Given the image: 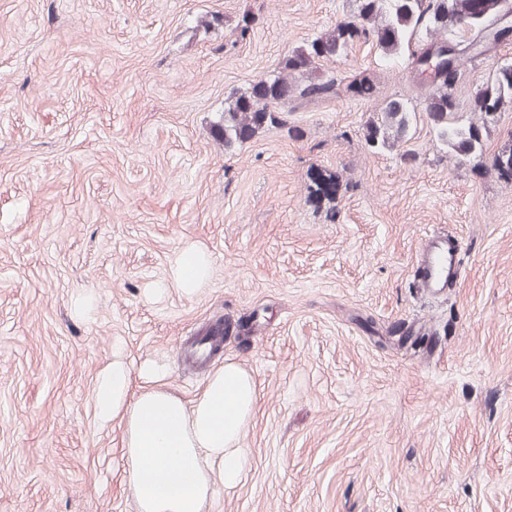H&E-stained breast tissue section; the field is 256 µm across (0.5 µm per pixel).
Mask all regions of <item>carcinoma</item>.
<instances>
[{
  "label": "carcinoma",
  "instance_id": "carcinoma-1",
  "mask_svg": "<svg viewBox=\"0 0 512 512\" xmlns=\"http://www.w3.org/2000/svg\"><path fill=\"white\" fill-rule=\"evenodd\" d=\"M358 13L331 31L296 47L284 60L282 72L267 75L249 91L234 96L213 122V138L225 149L241 145L266 126H281L288 102L316 101L336 95V76L318 81L290 82L288 74L307 71L344 54L354 36L375 44L383 58L395 61L406 55L419 64L433 56L441 62L434 72V89L427 98L426 112L439 140L459 155L482 157L481 127L456 122V103L448 92L459 74V57L448 41V22L465 25L470 38L494 36L500 40L512 32L490 28L506 7V0H358ZM512 103V67L498 70L474 96L472 110L484 117ZM411 111L408 103L393 99L381 112V120L366 128L369 146L391 147L406 137Z\"/></svg>",
  "mask_w": 512,
  "mask_h": 512
}]
</instances>
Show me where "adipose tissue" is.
<instances>
[{
  "instance_id": "obj_1",
  "label": "adipose tissue",
  "mask_w": 512,
  "mask_h": 512,
  "mask_svg": "<svg viewBox=\"0 0 512 512\" xmlns=\"http://www.w3.org/2000/svg\"><path fill=\"white\" fill-rule=\"evenodd\" d=\"M172 283L185 293L203 287L210 259L197 247L177 254ZM166 368L113 361L98 376L94 407L101 424L121 422L129 487L138 512H204L218 488L237 486L248 458L242 445L258 393L252 376L228 362L186 403L163 384ZM151 387L133 392L134 377Z\"/></svg>"
}]
</instances>
